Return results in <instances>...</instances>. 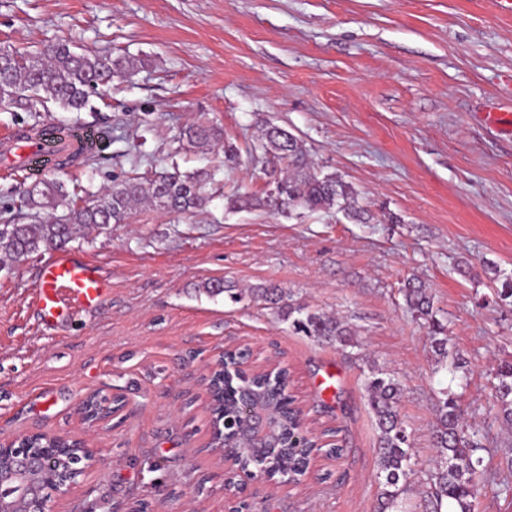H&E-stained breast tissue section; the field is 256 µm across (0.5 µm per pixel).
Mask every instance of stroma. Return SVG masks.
<instances>
[{"mask_svg": "<svg viewBox=\"0 0 512 512\" xmlns=\"http://www.w3.org/2000/svg\"><path fill=\"white\" fill-rule=\"evenodd\" d=\"M67 38L139 60L90 109L0 111V136L54 123L95 133L93 162L0 173V224L23 220L25 191L58 179L85 204L113 183L171 168L211 172L207 206L163 214L136 206L124 224L71 242L111 288L90 312L44 327L34 303L44 250L0 271V442L33 432L85 441L100 465L79 476L54 512H229L232 473L210 448L209 368L250 347L253 363L287 368L304 431L329 430L340 459L317 454L298 482L247 481L249 512H373L378 430L365 379L400 380V414L417 464L405 512H425L436 450V399L461 391L483 436L486 492L475 512H512V430L494 401L498 363L512 357V137L479 117L512 100V16L494 0H0V45L41 50ZM207 121L213 147L182 130ZM294 134L319 170L350 183L369 221L343 212L285 217L235 211L262 197L253 147L266 125ZM236 146L224 164L223 143ZM423 283L468 387L436 368L427 330L407 312L402 284ZM276 284L311 309L358 326L352 347L293 333L257 302L231 304L200 286ZM120 395V414L89 425L80 400Z\"/></svg>", "mask_w": 512, "mask_h": 512, "instance_id": "1", "label": "stroma"}]
</instances>
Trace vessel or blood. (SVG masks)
<instances>
[{"label": "vessel or blood", "instance_id": "1", "mask_svg": "<svg viewBox=\"0 0 512 512\" xmlns=\"http://www.w3.org/2000/svg\"><path fill=\"white\" fill-rule=\"evenodd\" d=\"M93 146L91 134L62 129L45 137L26 136L22 150L27 153L30 163L34 164L52 158L65 148L75 147L86 152ZM108 287L109 283L97 263L62 250L43 267L35 303L45 323L49 324L61 311L71 306L97 305Z\"/></svg>", "mask_w": 512, "mask_h": 512}]
</instances>
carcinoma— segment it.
<instances>
[{"mask_svg": "<svg viewBox=\"0 0 512 512\" xmlns=\"http://www.w3.org/2000/svg\"><path fill=\"white\" fill-rule=\"evenodd\" d=\"M137 68L135 60L114 59L108 53L91 50L77 51L68 40H59L36 52L1 46L0 103L35 112L37 107L45 109L47 103L53 102L66 112H80L87 108L90 94L111 83L114 75L131 74ZM183 136L188 143L203 147L217 140L218 132L209 125L196 124L187 127ZM258 149L263 163L270 167L268 176L280 187L278 194L266 195L263 201L266 207L281 213L336 208L360 216L354 188L334 174L315 171L306 150L293 134L269 126L263 130ZM207 199L205 179L201 175H186L176 170L143 181L114 183L84 206L73 203L62 182L43 179L27 190V201L33 210L30 221L0 225V255L19 265L44 248L64 245L80 237L87 226L124 223L137 203L146 202L153 209L167 213H187L202 208ZM58 209L62 210L59 215ZM201 288L212 297L224 293L234 303L262 301L297 334L343 347L355 345L356 325L311 310L295 299L292 292L276 285L258 286L247 294L222 282H204ZM404 300L406 309L428 328L438 362L450 373H456L461 363L446 348L447 327L436 318L426 289L410 282L405 285ZM241 360L239 352L224 354L227 376L218 374L212 380L216 396L212 412L222 414L229 422L242 413V382L234 370ZM248 382L251 387L264 391V396L279 402L282 411L278 445L271 450V461L260 472L270 478L286 471L301 476L309 469L314 455L322 450L336 459L342 456L339 445L328 443L322 448L314 439L302 435L300 412L287 392V370L272 377L260 374ZM365 387L378 428L377 479L381 492L377 512H401L407 478L414 466L411 435L398 411L403 385L391 374L377 369L366 378ZM493 387L500 406V420L512 428V359L498 364ZM436 415L433 433L436 458L429 491L431 512H442L445 503L453 506L455 512H474L481 494L482 458L477 452L483 448L482 442L477 439V432L469 429L456 393L448 389L440 391Z\"/></svg>", "mask_w": 512, "mask_h": 512, "instance_id": "1", "label": "carcinoma"}]
</instances>
